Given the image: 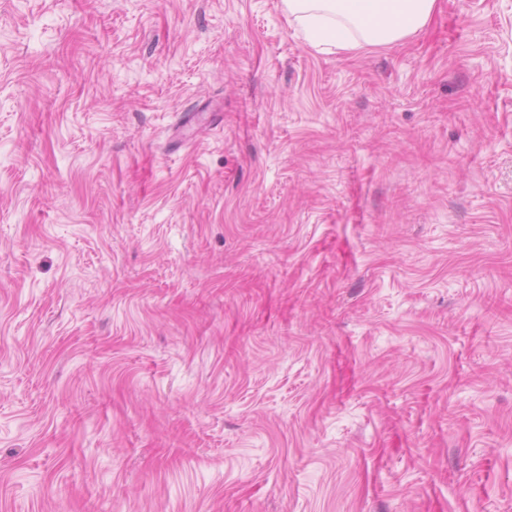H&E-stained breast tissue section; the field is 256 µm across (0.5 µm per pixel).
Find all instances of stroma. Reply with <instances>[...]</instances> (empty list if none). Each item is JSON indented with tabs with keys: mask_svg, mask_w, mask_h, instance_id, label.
I'll use <instances>...</instances> for the list:
<instances>
[{
	"mask_svg": "<svg viewBox=\"0 0 512 512\" xmlns=\"http://www.w3.org/2000/svg\"><path fill=\"white\" fill-rule=\"evenodd\" d=\"M0 512H512V0H0ZM437 0H282L288 22L328 51L357 53L422 30Z\"/></svg>",
	"mask_w": 512,
	"mask_h": 512,
	"instance_id": "stroma-1",
	"label": "stroma"
}]
</instances>
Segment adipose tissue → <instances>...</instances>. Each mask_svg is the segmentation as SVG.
<instances>
[{"label":"adipose tissue","instance_id":"ef3b65f1","mask_svg":"<svg viewBox=\"0 0 512 512\" xmlns=\"http://www.w3.org/2000/svg\"><path fill=\"white\" fill-rule=\"evenodd\" d=\"M289 23L326 50L357 53L422 30L436 0H282Z\"/></svg>","mask_w":512,"mask_h":512}]
</instances>
